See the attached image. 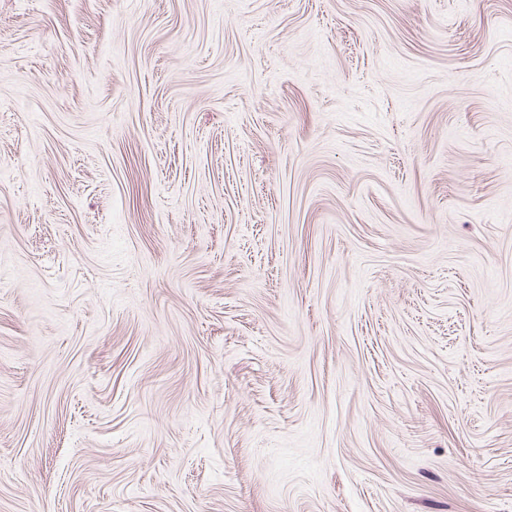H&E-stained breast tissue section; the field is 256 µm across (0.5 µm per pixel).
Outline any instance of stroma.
<instances>
[{
  "instance_id": "stroma-1",
  "label": "stroma",
  "mask_w": 512,
  "mask_h": 512,
  "mask_svg": "<svg viewBox=\"0 0 512 512\" xmlns=\"http://www.w3.org/2000/svg\"><path fill=\"white\" fill-rule=\"evenodd\" d=\"M0 512H512V0H0Z\"/></svg>"
}]
</instances>
